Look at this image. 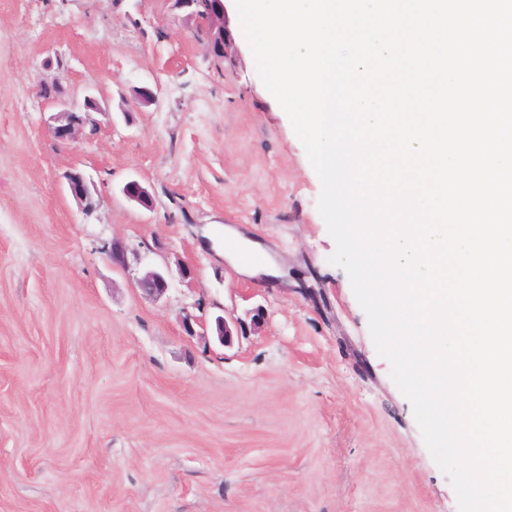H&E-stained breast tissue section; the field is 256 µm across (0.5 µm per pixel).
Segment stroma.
I'll use <instances>...</instances> for the list:
<instances>
[{"label": "stroma", "mask_w": 512, "mask_h": 512, "mask_svg": "<svg viewBox=\"0 0 512 512\" xmlns=\"http://www.w3.org/2000/svg\"><path fill=\"white\" fill-rule=\"evenodd\" d=\"M227 10L219 60L174 0H0V512H458ZM43 80L98 100L76 141L54 138ZM223 228L277 275L226 258ZM163 268L167 292L143 295ZM68 188L72 196L84 210H91L95 206V188L85 174L75 169L67 175ZM239 248H244L252 252L254 255L258 257H263V261L255 264H247L244 269L250 274H256L259 271H263L268 275L276 274V268L273 264L267 263L265 258L266 254L260 247L259 243L256 241H252L250 239H245L237 234L231 233L228 237L227 249L229 253L233 255H237V251ZM136 288L148 296L158 298L169 288V281L162 272L151 270L137 279Z\"/></svg>", "instance_id": "stroma-1"}]
</instances>
